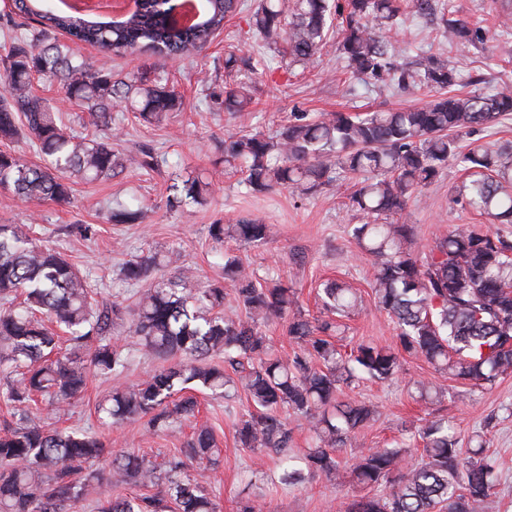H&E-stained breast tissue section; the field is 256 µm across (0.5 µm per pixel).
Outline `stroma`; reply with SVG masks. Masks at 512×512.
I'll return each mask as SVG.
<instances>
[{
    "instance_id": "35a3bbf8",
    "label": "stroma",
    "mask_w": 512,
    "mask_h": 512,
    "mask_svg": "<svg viewBox=\"0 0 512 512\" xmlns=\"http://www.w3.org/2000/svg\"><path fill=\"white\" fill-rule=\"evenodd\" d=\"M446 16L490 30L494 38L466 46L441 39L439 21L408 19L393 27L390 36L397 52L416 47L443 49L448 64L459 75L462 91L473 90L474 79L488 89L512 86V30H500L497 17L512 12V0H445ZM235 50L242 58L257 57L259 47L248 32L246 17L237 13L226 19L223 32L195 57L170 60L159 57L119 58L96 47L84 46L80 55L94 66L113 72L141 73L146 78L164 75L183 98V109L168 113L158 124L139 123L124 105L112 110L121 136L116 149L125 155L151 149L154 169H127L110 180L80 181L70 204L47 202L32 207L0 187V223L24 224L31 232L74 262L91 282L97 283L107 301L132 305L142 287L123 281L120 268L128 260L157 254L161 266L152 280L190 266L197 270L200 285L224 278L225 256L236 257L260 276L289 283L306 313L319 316L316 291L328 279L356 289L361 297L357 309L346 318L348 341L389 346L395 342L394 324L377 309L372 293L371 261L351 238L352 225L363 223L353 208V185L341 181L312 193L286 188L265 193L249 190L241 174L224 166V137L245 129L267 134L283 124L293 112L313 115L328 112L364 113L420 106L428 101L426 91H393L380 82L347 83L344 63L336 52L318 56L309 68L287 65L280 55L267 51V65L255 77L254 103L243 112L216 111L210 94H223L226 74L224 55ZM193 170L208 184L204 204L167 208L169 186L178 173ZM464 175L448 166L436 181L422 189L406 210V223L417 228L421 246H432L448 230L465 225L478 230H498L512 237V224L492 225L488 216L466 206L459 196ZM141 210L133 224H117L114 212ZM260 221L271 227L267 244L252 247L233 239L214 242L208 227ZM155 364L134 354L129 371L121 379L91 377L86 391L64 411L39 418L49 427L71 426L110 438L113 450H131L164 469L170 455L190 438L191 423H183L146 437L141 423L104 428L97 407L117 385L145 379ZM425 380L440 386L436 401L412 395L415 382ZM342 399L374 405L375 421L360 428L340 452L342 463L369 448L408 440L411 431L425 420L451 419L461 438L484 433L488 450L498 460L499 485L485 512H512V374L493 386L466 390L454 380L434 374L419 359L410 358L392 381H364L343 389ZM198 423L211 425L222 450L218 466L200 467L190 462L187 474L205 473L207 487L216 495L222 512H238L250 504L255 512H344L361 495V488L339 484L316 473L296 486L280 481L274 455L260 449L240 447L235 425L248 408L245 393L230 398L200 395Z\"/></svg>"
}]
</instances>
